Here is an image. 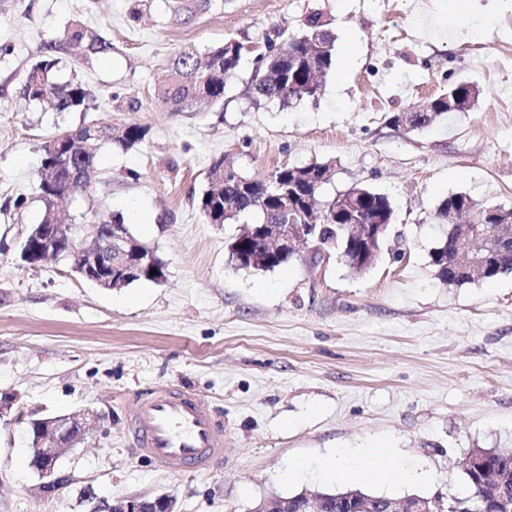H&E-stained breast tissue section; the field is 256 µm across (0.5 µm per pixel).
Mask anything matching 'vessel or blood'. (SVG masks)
I'll list each match as a JSON object with an SVG mask.
<instances>
[{
  "mask_svg": "<svg viewBox=\"0 0 512 512\" xmlns=\"http://www.w3.org/2000/svg\"><path fill=\"white\" fill-rule=\"evenodd\" d=\"M130 416L136 452L159 467L209 470L224 457V425L199 398L154 390L133 398Z\"/></svg>",
  "mask_w": 512,
  "mask_h": 512,
  "instance_id": "obj_1",
  "label": "vessel or blood"
}]
</instances>
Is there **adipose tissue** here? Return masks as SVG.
I'll return each instance as SVG.
<instances>
[{"instance_id": "1", "label": "adipose tissue", "mask_w": 512, "mask_h": 512, "mask_svg": "<svg viewBox=\"0 0 512 512\" xmlns=\"http://www.w3.org/2000/svg\"><path fill=\"white\" fill-rule=\"evenodd\" d=\"M316 472L322 479L343 481L374 475L376 482L396 485L411 480L425 479V471L406 465L395 448H338L321 456L314 464L294 463L287 472L288 479L298 480L308 472Z\"/></svg>"}]
</instances>
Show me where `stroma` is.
I'll list each match as a JSON object with an SVG mask.
<instances>
[{
    "label": "stroma",
    "mask_w": 512,
    "mask_h": 512,
    "mask_svg": "<svg viewBox=\"0 0 512 512\" xmlns=\"http://www.w3.org/2000/svg\"><path fill=\"white\" fill-rule=\"evenodd\" d=\"M0 0V512H97L118 498L176 499L175 512H250L273 495L324 488L288 481L289 463L339 447L400 449L432 477L369 484L394 500L464 495L475 448H512V275L440 281L431 254L435 214L449 194L512 208V0ZM320 13L344 50L316 96L253 99L245 57L215 106L175 112L156 87L185 50L233 37L300 31ZM81 20L112 44L77 58L63 32ZM88 89L86 112L25 100L32 62ZM480 95L468 112L423 131L387 122L460 81ZM138 125L136 148L98 151L91 197L63 203L67 219L122 213L167 263L162 283L107 291L68 266H21L19 245L38 223L41 147L85 121ZM218 158L265 179L281 165L330 162L331 196L357 184L387 195L396 221L378 263L350 276L337 259L321 275L298 262L272 272L235 269L232 224L198 207ZM184 387L224 422V461L164 471L132 451L128 404ZM92 408L91 438L60 460L69 482L52 493L28 464L25 421Z\"/></svg>",
    "instance_id": "1"
}]
</instances>
